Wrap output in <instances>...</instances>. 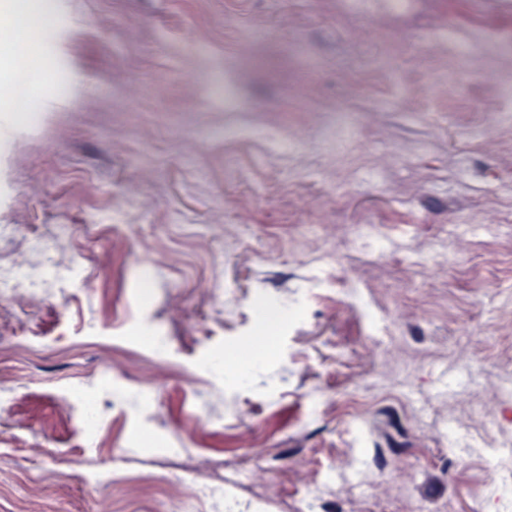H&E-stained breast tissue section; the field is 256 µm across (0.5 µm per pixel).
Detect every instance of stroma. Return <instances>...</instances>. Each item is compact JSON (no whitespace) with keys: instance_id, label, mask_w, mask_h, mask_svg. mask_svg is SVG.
<instances>
[{"instance_id":"35a3bbf8","label":"stroma","mask_w":512,"mask_h":512,"mask_svg":"<svg viewBox=\"0 0 512 512\" xmlns=\"http://www.w3.org/2000/svg\"><path fill=\"white\" fill-rule=\"evenodd\" d=\"M53 9L24 119L0 22V244L49 261L61 224L73 261L66 300L0 315L28 397L0 413V512H208L83 485L169 448L259 512H512L492 446L512 432V0ZM266 296L291 318L267 325ZM98 336L165 342L114 358ZM218 349L220 380L197 368ZM81 378L118 393L109 447L72 445L56 390Z\"/></svg>"}]
</instances>
